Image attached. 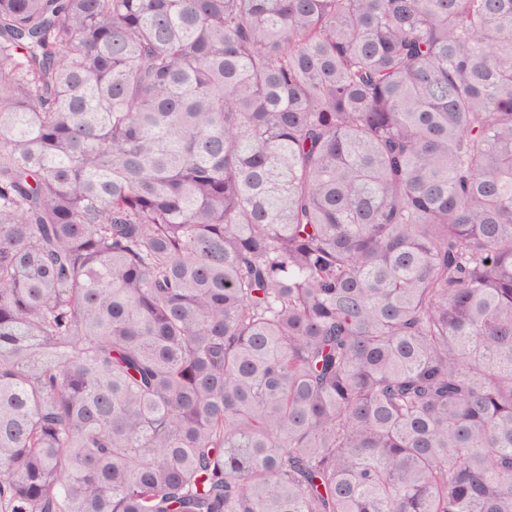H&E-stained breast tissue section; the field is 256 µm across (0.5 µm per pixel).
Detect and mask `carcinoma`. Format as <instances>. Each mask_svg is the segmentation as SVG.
Wrapping results in <instances>:
<instances>
[{
	"instance_id": "obj_1",
	"label": "carcinoma",
	"mask_w": 512,
	"mask_h": 512,
	"mask_svg": "<svg viewBox=\"0 0 512 512\" xmlns=\"http://www.w3.org/2000/svg\"><path fill=\"white\" fill-rule=\"evenodd\" d=\"M0 512H512V0H0Z\"/></svg>"
}]
</instances>
